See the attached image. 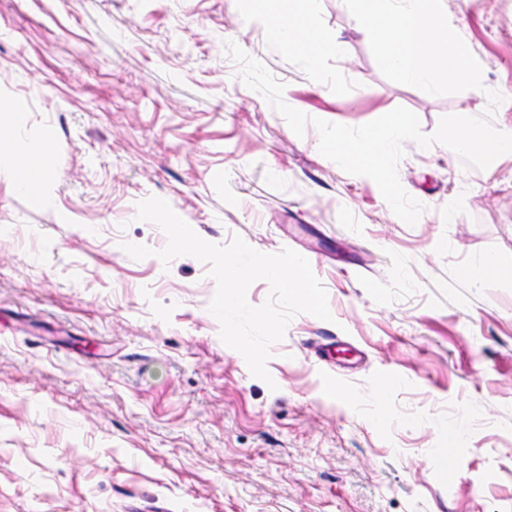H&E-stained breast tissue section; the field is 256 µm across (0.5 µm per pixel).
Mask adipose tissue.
Returning a JSON list of instances; mask_svg holds the SVG:
<instances>
[{"mask_svg":"<svg viewBox=\"0 0 512 512\" xmlns=\"http://www.w3.org/2000/svg\"><path fill=\"white\" fill-rule=\"evenodd\" d=\"M258 12L268 31L277 32L283 42L301 50L311 70H320L324 58L348 51L347 43L335 38L305 37L304 25L284 16L282 0H258ZM2 126L12 132L13 138L0 141V168L13 171L12 188L16 193L25 196L33 207H41L48 199L54 180V171L46 162L49 151L44 148L31 152L23 145L21 135L28 126V114L21 108L0 110Z\"/></svg>","mask_w":512,"mask_h":512,"instance_id":"obj_1","label":"adipose tissue"}]
</instances>
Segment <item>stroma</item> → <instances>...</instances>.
<instances>
[{"label":"stroma","mask_w":512,"mask_h":512,"mask_svg":"<svg viewBox=\"0 0 512 512\" xmlns=\"http://www.w3.org/2000/svg\"><path fill=\"white\" fill-rule=\"evenodd\" d=\"M447 2L512 124V0ZM286 11L347 56L312 73L242 0H0V102L29 113V148L50 131L56 173L34 208L0 171V512H512V282L457 277L512 264V161L406 142L425 206L407 225L226 44L313 121L403 106L429 135L487 98L386 79L343 0ZM152 196L208 242L311 258L333 319H292L272 383L221 340L207 264L157 258L166 234L136 218ZM332 338L358 356L323 355ZM459 275L473 288H480L487 281H512V266L503 264L495 255H485L461 268Z\"/></svg>","instance_id":"stroma-1"}]
</instances>
